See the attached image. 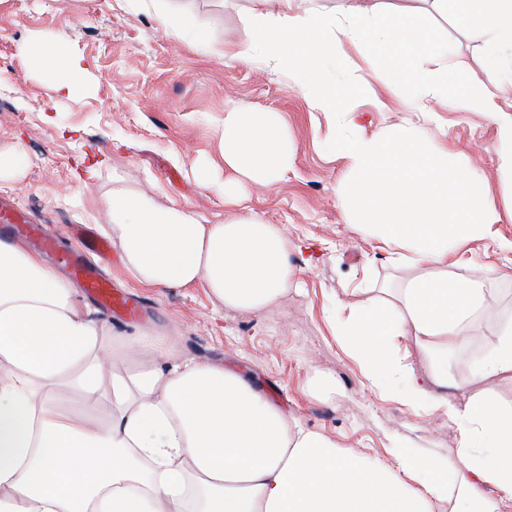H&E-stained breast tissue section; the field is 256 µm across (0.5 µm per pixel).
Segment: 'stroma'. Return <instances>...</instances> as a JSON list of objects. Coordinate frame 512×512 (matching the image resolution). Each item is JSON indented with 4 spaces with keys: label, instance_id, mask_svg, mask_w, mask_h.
Here are the masks:
<instances>
[{
    "label": "stroma",
    "instance_id": "stroma-1",
    "mask_svg": "<svg viewBox=\"0 0 512 512\" xmlns=\"http://www.w3.org/2000/svg\"><path fill=\"white\" fill-rule=\"evenodd\" d=\"M212 46H239L251 19L249 0H179ZM431 43L445 48L450 69L474 84L498 79L512 99V69L491 64L481 37L453 18L428 12ZM32 40L64 45L81 67L75 95L55 98L48 77L32 71L22 53ZM202 50L192 34L176 37L159 25L150 0H0V152L20 155L18 170L0 176L9 196L55 236L78 242L72 224L102 229L111 216L104 198L113 175L151 194L158 205L188 207L206 224L224 219V198L203 188L193 169L219 159L216 133L225 112L240 107L282 114L297 149L286 177L272 190L250 188L249 207L265 223L284 227L294 256L295 285L262 314L221 307L208 289H148L135 283L120 252L96 259L116 287L136 298L145 315L109 320L113 337L137 329L160 335L178 354L244 372L269 399L306 428L334 440L341 451L369 452L396 466L391 450L408 447L451 460L458 431L443 408L417 410L376 388L338 344L329 321L345 315L392 282L397 271L380 242L353 233L336 205L346 162L336 150L335 119L321 111L297 73L261 57L239 62ZM338 82L365 85L356 109L362 131L416 121V101L384 83L373 56L350 51ZM389 107L377 109L372 94ZM422 129L430 140L478 167L495 199L512 193V177L492 149L494 126L483 112L460 103L435 106ZM470 244L462 258L493 267L490 300L512 308V223Z\"/></svg>",
    "mask_w": 512,
    "mask_h": 512
}]
</instances>
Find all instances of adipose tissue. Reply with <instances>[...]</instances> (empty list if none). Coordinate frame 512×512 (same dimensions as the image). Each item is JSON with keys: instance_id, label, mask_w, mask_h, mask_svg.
Here are the masks:
<instances>
[{"instance_id": "ef3b65f1", "label": "adipose tissue", "mask_w": 512, "mask_h": 512, "mask_svg": "<svg viewBox=\"0 0 512 512\" xmlns=\"http://www.w3.org/2000/svg\"><path fill=\"white\" fill-rule=\"evenodd\" d=\"M244 48L230 57L265 56L304 73L318 106L340 116L336 147L347 159L336 204L352 231L387 246L402 287L335 319L338 343L368 380L413 407L437 400L459 434L457 466L394 447L398 467L364 452L346 454L305 428L243 372L173 357L160 336H125L113 351L110 330L76 288L37 255L0 240V512H512V408L492 391L465 401L451 360L487 329L473 381L512 379V315L489 300L491 271L449 276L448 258L493 236L512 220V201L497 211L489 183L457 165L447 147L416 125L366 136L350 104L352 84L332 81L338 49L375 52L389 83L447 104L461 87L465 110L488 113L493 150L512 172V102L497 83L469 84L437 66L423 13L385 11L377 0H339L333 13L314 0H252ZM459 26L485 37L494 59L512 66V0H432ZM33 70L54 67L51 90L72 95L78 61L47 42L26 45ZM226 176L199 168L201 186L224 196V220L203 224L190 210L158 206L113 176L106 198L127 272L144 288L204 285L223 307L262 314L288 292L293 261L284 229L244 212L240 190L269 189L291 168L295 144L277 113L243 107L220 124ZM428 354L419 377L402 365L403 337ZM82 399L62 412L60 388ZM107 417H98L100 405Z\"/></svg>"}]
</instances>
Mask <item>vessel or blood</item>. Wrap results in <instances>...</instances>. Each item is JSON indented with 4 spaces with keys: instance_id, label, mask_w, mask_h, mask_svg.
I'll return each mask as SVG.
<instances>
[{
    "instance_id": "1",
    "label": "vessel or blood",
    "mask_w": 512,
    "mask_h": 512,
    "mask_svg": "<svg viewBox=\"0 0 512 512\" xmlns=\"http://www.w3.org/2000/svg\"><path fill=\"white\" fill-rule=\"evenodd\" d=\"M0 224L12 226L17 235L31 242L41 252L61 253L63 260L71 269V275L77 287L95 299L107 315H115L123 319H132L138 315V305L119 289L114 288L111 280L89 263V255L104 256L111 252L109 243L90 226L72 225L71 233L81 241L82 248L78 251L63 253L59 250L57 240L47 235L40 225L32 223L26 211L11 201H0Z\"/></svg>"
}]
</instances>
